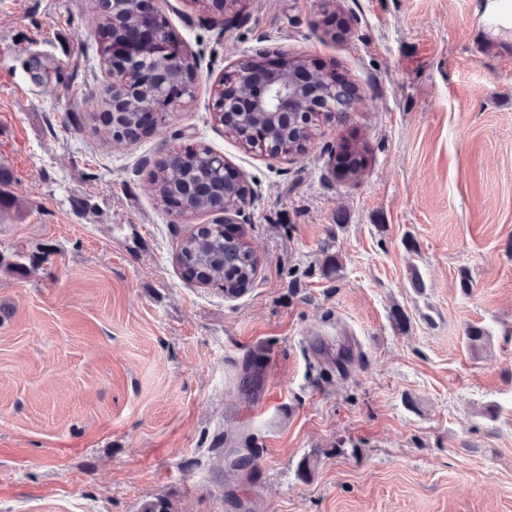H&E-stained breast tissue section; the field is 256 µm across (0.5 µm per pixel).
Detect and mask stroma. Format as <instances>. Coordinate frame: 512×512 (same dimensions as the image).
I'll use <instances>...</instances> for the list:
<instances>
[{
    "label": "stroma",
    "instance_id": "stroma-1",
    "mask_svg": "<svg viewBox=\"0 0 512 512\" xmlns=\"http://www.w3.org/2000/svg\"><path fill=\"white\" fill-rule=\"evenodd\" d=\"M494 11L512 0H238L227 29L169 0L193 97L118 142L90 119L95 0H0V165L21 204L0 255L28 257L0 267V512H512V37ZM264 52L358 95L306 154L245 150L213 120L224 72ZM355 143L365 170L335 177ZM200 144L249 187L259 265L237 297L174 260L219 212L176 217L151 181Z\"/></svg>",
    "mask_w": 512,
    "mask_h": 512
}]
</instances>
